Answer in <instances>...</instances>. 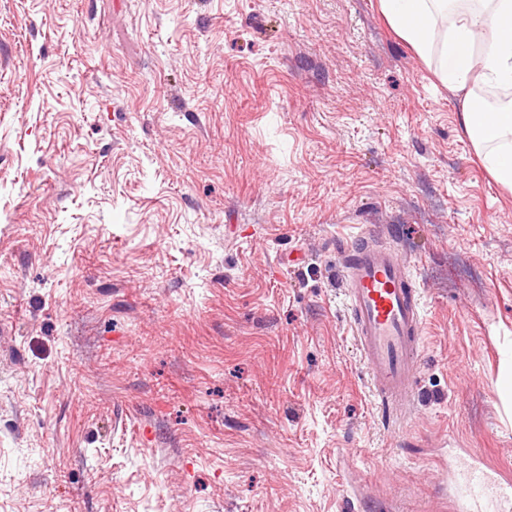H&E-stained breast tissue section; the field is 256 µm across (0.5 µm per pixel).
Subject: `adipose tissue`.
<instances>
[{"label":"adipose tissue","mask_w":512,"mask_h":512,"mask_svg":"<svg viewBox=\"0 0 512 512\" xmlns=\"http://www.w3.org/2000/svg\"><path fill=\"white\" fill-rule=\"evenodd\" d=\"M395 33L449 91L484 169L512 190V100L490 105L478 91L512 88V0H379Z\"/></svg>","instance_id":"1"}]
</instances>
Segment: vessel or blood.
<instances>
[{"label": "vessel or blood", "mask_w": 512, "mask_h": 512, "mask_svg": "<svg viewBox=\"0 0 512 512\" xmlns=\"http://www.w3.org/2000/svg\"><path fill=\"white\" fill-rule=\"evenodd\" d=\"M342 286L379 396L402 409L419 369L423 329L420 297L409 268L394 245L364 237L345 251ZM448 492L457 512H512V479L490 473L478 458L450 469Z\"/></svg>", "instance_id": "b4317fda"}]
</instances>
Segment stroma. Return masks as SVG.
Here are the masks:
<instances>
[{
	"label": "stroma",
	"mask_w": 512,
	"mask_h": 512,
	"mask_svg": "<svg viewBox=\"0 0 512 512\" xmlns=\"http://www.w3.org/2000/svg\"><path fill=\"white\" fill-rule=\"evenodd\" d=\"M385 230L404 416L341 287ZM510 372L512 192L378 0H0V512H455ZM344 251L341 283L363 360L377 378L382 403L401 410L419 369V293L394 245L362 237Z\"/></svg>",
	"instance_id": "1"
}]
</instances>
